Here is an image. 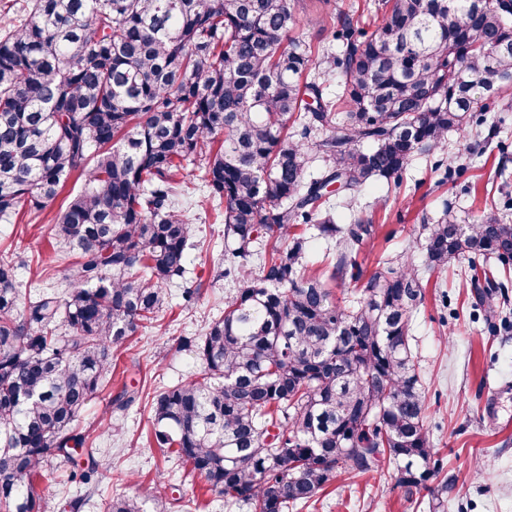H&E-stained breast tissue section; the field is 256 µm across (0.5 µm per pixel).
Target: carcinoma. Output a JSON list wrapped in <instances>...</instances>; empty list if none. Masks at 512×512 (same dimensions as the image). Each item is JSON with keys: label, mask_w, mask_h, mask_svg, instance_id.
<instances>
[{"label": "carcinoma", "mask_w": 512, "mask_h": 512, "mask_svg": "<svg viewBox=\"0 0 512 512\" xmlns=\"http://www.w3.org/2000/svg\"><path fill=\"white\" fill-rule=\"evenodd\" d=\"M294 0H27L0 29V219L55 217L67 288L22 293L0 255V512H43L50 456L88 482L95 451L75 421L112 379L113 352L168 308L198 229L178 207L197 165L224 223V315L178 349L202 369L153 402L157 447L224 506L297 512L338 477L394 470L406 500L442 473L424 425L408 254L366 274L375 225L336 223L330 196L398 189L418 156L442 155L482 101L512 90V3L385 0L369 35L340 20L315 51L291 36ZM339 76L345 111L327 83ZM325 163L308 176L311 154ZM334 241L323 272L314 239ZM265 243L258 271L255 245ZM415 244L425 267L494 258L470 282L505 292L512 224L444 208ZM354 285L343 306L326 281ZM107 512H141L118 495Z\"/></svg>", "instance_id": "obj_1"}]
</instances>
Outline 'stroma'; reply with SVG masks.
I'll return each instance as SVG.
<instances>
[{"label":"stroma","mask_w":512,"mask_h":512,"mask_svg":"<svg viewBox=\"0 0 512 512\" xmlns=\"http://www.w3.org/2000/svg\"><path fill=\"white\" fill-rule=\"evenodd\" d=\"M365 8L372 25L378 0H295L296 37L312 48L327 43L338 11L352 4ZM450 178L432 170V160L413 161L399 189L379 183L362 188L352 204L334 199L336 221L357 217L378 227L373 242L358 256L371 271L381 256L410 251L415 265L424 255L412 241L421 224L435 222L443 207L463 219L485 207L488 183L512 197V95L498 97L478 133L448 136ZM82 182L70 178L55 203L39 216L20 211L0 221V254L13 253L23 290L64 287V272L54 260V218ZM188 215L201 229V245L192 250L183 278L169 283L171 307L115 352L112 379L79 414L77 427L87 435L100 464L90 482L72 479L71 465L52 462L40 489L45 512H63L66 500L88 496L84 512H104L116 495L136 497L145 512H155L149 492L156 484L172 487L169 512H228L221 497L207 492L204 480L177 458L165 456L153 442L152 402L166 387L196 376L201 364L178 349L183 337L200 335L224 312L237 282L222 278L224 226L202 192L188 201ZM468 263L445 272H425V300L414 315L415 351L427 392L425 426L443 461V476L455 479L445 512H512V302L500 293L478 295L467 275ZM200 297L185 302L187 288ZM137 391L126 409H116L122 388ZM307 512H414L391 470L358 478L339 477L328 495Z\"/></svg>","instance_id":"stroma-1"}]
</instances>
